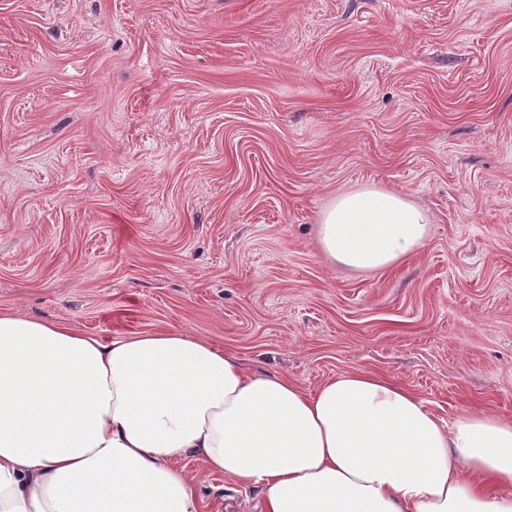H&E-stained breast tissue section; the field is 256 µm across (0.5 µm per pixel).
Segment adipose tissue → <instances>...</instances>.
Returning <instances> with one entry per match:
<instances>
[{
  "instance_id": "1",
  "label": "adipose tissue",
  "mask_w": 512,
  "mask_h": 512,
  "mask_svg": "<svg viewBox=\"0 0 512 512\" xmlns=\"http://www.w3.org/2000/svg\"><path fill=\"white\" fill-rule=\"evenodd\" d=\"M428 212L376 186L316 230L354 273L418 252ZM263 492L262 512H512V419L444 423L403 386L345 371L308 391L178 331L103 340L0 313V512H200L178 465Z\"/></svg>"
}]
</instances>
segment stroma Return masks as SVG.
Listing matches in <instances>:
<instances>
[{"instance_id":"35a3bbf8","label":"stroma","mask_w":512,"mask_h":512,"mask_svg":"<svg viewBox=\"0 0 512 512\" xmlns=\"http://www.w3.org/2000/svg\"><path fill=\"white\" fill-rule=\"evenodd\" d=\"M365 183L433 221L371 275L315 239ZM0 310L512 418V0H0Z\"/></svg>"}]
</instances>
